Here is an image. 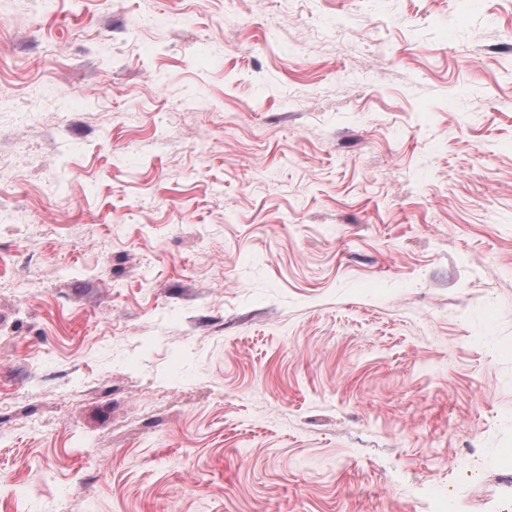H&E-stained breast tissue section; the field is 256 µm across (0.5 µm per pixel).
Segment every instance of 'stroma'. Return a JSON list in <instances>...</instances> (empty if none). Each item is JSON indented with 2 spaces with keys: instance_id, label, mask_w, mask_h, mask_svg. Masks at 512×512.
I'll use <instances>...</instances> for the list:
<instances>
[{
  "instance_id": "obj_1",
  "label": "stroma",
  "mask_w": 512,
  "mask_h": 512,
  "mask_svg": "<svg viewBox=\"0 0 512 512\" xmlns=\"http://www.w3.org/2000/svg\"><path fill=\"white\" fill-rule=\"evenodd\" d=\"M1 36L0 512H512V0Z\"/></svg>"
}]
</instances>
